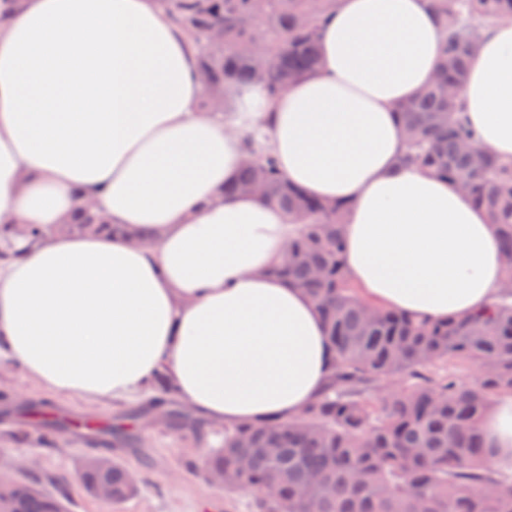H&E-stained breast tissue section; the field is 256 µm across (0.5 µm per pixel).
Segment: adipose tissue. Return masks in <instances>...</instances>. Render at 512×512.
<instances>
[{
  "label": "adipose tissue",
  "mask_w": 512,
  "mask_h": 512,
  "mask_svg": "<svg viewBox=\"0 0 512 512\" xmlns=\"http://www.w3.org/2000/svg\"><path fill=\"white\" fill-rule=\"evenodd\" d=\"M317 70L235 123L206 112L198 50L156 0H18L0 26V223L48 234L0 265V353L43 389L122 400L157 375L219 425L287 420L333 371L321 316L273 274L285 214L225 193L238 125L262 121L284 177L346 206L361 297L434 320L473 313L503 279L495 224L448 178L401 165L394 111L440 56L428 0H339ZM480 143L512 161V22L482 38L462 90ZM115 233H57L79 196ZM512 461V395L483 420Z\"/></svg>",
  "instance_id": "1"
}]
</instances>
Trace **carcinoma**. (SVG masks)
I'll return each instance as SVG.
<instances>
[{
	"mask_svg": "<svg viewBox=\"0 0 512 512\" xmlns=\"http://www.w3.org/2000/svg\"><path fill=\"white\" fill-rule=\"evenodd\" d=\"M336 0H163L162 7L199 49L209 78L205 104L256 85L274 98L319 63L318 42ZM442 56L435 79L398 106L405 135L401 162L456 182L498 225L504 279L512 282V163L482 148L459 98L483 31L512 19V0H431ZM222 35L214 46L206 41ZM263 48L265 68L248 49ZM249 161L230 190L265 185L260 199L279 207L293 239L275 270L315 303L335 351V370L321 396L299 415L224 429V448L204 471L224 472V488L250 497L251 512H512V472L491 465L481 424L493 400L512 393V294L446 320L415 318L360 299L343 256L344 208L306 195L280 173L253 132ZM71 231L112 232L86 207ZM473 370L475 383L461 381ZM172 428L199 436L203 427L179 409ZM84 443L111 455L133 436L90 434ZM88 495L112 487L110 506L138 493L118 459L104 469L83 465ZM0 512H67L64 492L30 477L0 480Z\"/></svg>",
	"mask_w": 512,
	"mask_h": 512,
	"instance_id": "carcinoma-1",
	"label": "carcinoma"
}]
</instances>
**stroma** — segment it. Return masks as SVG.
Here are the masks:
<instances>
[{"instance_id": "stroma-1", "label": "stroma", "mask_w": 512, "mask_h": 512, "mask_svg": "<svg viewBox=\"0 0 512 512\" xmlns=\"http://www.w3.org/2000/svg\"><path fill=\"white\" fill-rule=\"evenodd\" d=\"M32 403L37 414L72 408L89 419L103 416L131 420V435L140 445L115 449L114 454L137 477L140 492L126 502L106 509L88 495L77 474L83 459L90 455L86 445L73 444L68 436L46 443L39 441L34 427L14 422L21 404ZM174 399H166L165 410H158L151 396L127 401L87 400L61 396L38 387L9 359L0 360V471L10 472L16 462H31L28 477L48 483L56 476L66 477L70 512H250L249 498L209 484L190 474L189 467L224 438L223 427L206 425L201 437L176 433L165 414Z\"/></svg>"}]
</instances>
